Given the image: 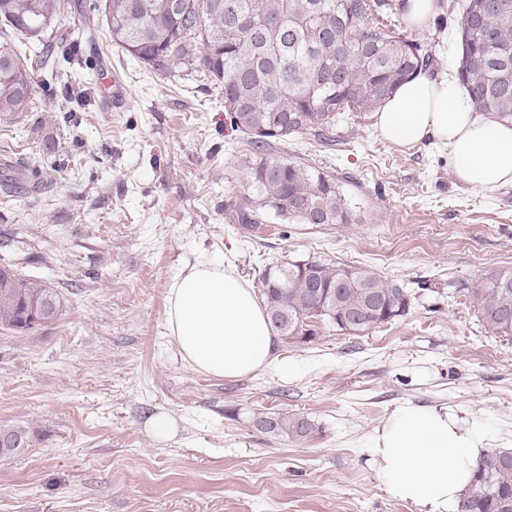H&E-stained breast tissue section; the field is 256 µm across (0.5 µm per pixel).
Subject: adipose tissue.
Wrapping results in <instances>:
<instances>
[{
  "label": "adipose tissue",
  "mask_w": 512,
  "mask_h": 512,
  "mask_svg": "<svg viewBox=\"0 0 512 512\" xmlns=\"http://www.w3.org/2000/svg\"><path fill=\"white\" fill-rule=\"evenodd\" d=\"M376 129L396 146L429 139L446 147L457 180L481 192L512 183V122L474 112L454 75L421 74L401 85L377 110ZM165 320L197 372L234 380L276 361L254 288L222 263L185 265L168 288ZM487 440L482 419L406 404L377 429L367 452L391 498L419 512H448L471 483Z\"/></svg>",
  "instance_id": "ef3b65f1"
}]
</instances>
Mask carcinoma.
I'll return each mask as SVG.
<instances>
[{
  "mask_svg": "<svg viewBox=\"0 0 512 512\" xmlns=\"http://www.w3.org/2000/svg\"><path fill=\"white\" fill-rule=\"evenodd\" d=\"M406 0H0V125L19 122L34 89L31 73L51 67L70 103L90 102L81 73L79 39L106 29L112 45L163 75L177 65H199L224 84V111L233 130L260 155L251 161L243 224L265 208L295 224H348L347 202L331 175L261 153L271 140L312 132L333 141L339 116L364 122L412 75L429 70L435 49L404 30ZM461 14L457 74L477 112L512 118V0H448ZM81 17L74 31L63 24ZM55 184L50 174L17 159L0 168V194L33 196ZM405 284L369 267L321 260L271 266L262 295L273 332L305 343L316 336L308 320L317 302L322 319L342 330L365 332L406 315ZM484 322L512 338V270L491 273L468 289ZM39 297L61 311L59 294L40 280L0 266V327L32 328L26 302ZM267 431L299 440L313 431L304 418L278 413ZM15 439L0 460L24 454L34 431L2 425ZM457 512H512V451L489 448L477 460L473 483Z\"/></svg>",
  "mask_w": 512,
  "mask_h": 512,
  "instance_id": "cac0c4a2",
  "label": "carcinoma"
}]
</instances>
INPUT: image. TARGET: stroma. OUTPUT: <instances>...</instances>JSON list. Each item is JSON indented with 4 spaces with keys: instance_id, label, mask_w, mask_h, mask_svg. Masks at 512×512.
Wrapping results in <instances>:
<instances>
[{
    "instance_id": "stroma-1",
    "label": "stroma",
    "mask_w": 512,
    "mask_h": 512,
    "mask_svg": "<svg viewBox=\"0 0 512 512\" xmlns=\"http://www.w3.org/2000/svg\"><path fill=\"white\" fill-rule=\"evenodd\" d=\"M459 14L418 30L438 41L434 72ZM89 81L109 70L122 108L97 96L72 123L58 86L35 74L38 98L0 148L54 165L38 205L0 198V258L61 299L57 318L24 333L0 328V424L34 432L0 460V512H418L392 499L365 445L403 404L482 417L489 447L512 448V339L483 321L468 290L512 269V184L487 195L459 183L448 151L399 147L374 121L343 119L336 143L309 134L275 142L279 159L335 177L347 224H291L261 209L239 223L252 149L233 132L224 89L199 67L165 77L99 40ZM202 259L253 287L280 262L367 266L405 282L455 283L363 333L315 323V339L277 342L272 366L228 380L193 370L167 334L168 288ZM169 416L156 441L147 423ZM296 414V441L259 418Z\"/></svg>"
}]
</instances>
